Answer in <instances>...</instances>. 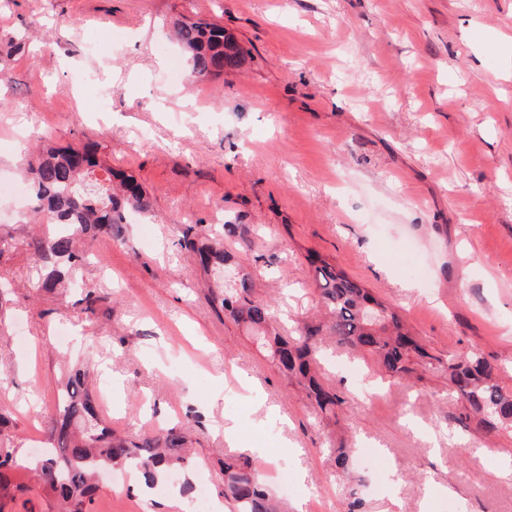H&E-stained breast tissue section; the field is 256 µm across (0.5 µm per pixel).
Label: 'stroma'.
Instances as JSON below:
<instances>
[{"label":"stroma","instance_id":"stroma-1","mask_svg":"<svg viewBox=\"0 0 512 512\" xmlns=\"http://www.w3.org/2000/svg\"><path fill=\"white\" fill-rule=\"evenodd\" d=\"M72 25L60 29V15ZM220 21L250 51L195 85L174 20ZM21 53L8 54L14 40ZM110 44L116 66L89 53ZM0 176L30 145L99 143L132 174L154 218L129 213L123 242L98 235L71 288H38L29 252L0 256V436L23 465L45 447L60 380L111 375L101 410L140 440L184 419L191 477L223 502V465L244 456L303 512H512V429L460 427L447 374L382 378L370 357L327 343L321 381L345 404L326 422L245 329L213 307V273L176 243L182 224H247L232 253L271 301L278 332L318 316L309 254L396 310L435 352L478 348L512 386V0H0ZM113 75L98 102L85 74ZM96 288L94 312L81 303ZM260 385L223 384L214 360ZM384 387L366 400L363 381ZM424 424L415 434L404 423ZM235 425L229 443L223 428ZM350 451L348 473L330 462ZM181 474L142 492L101 474L91 512H187Z\"/></svg>","mask_w":512,"mask_h":512}]
</instances>
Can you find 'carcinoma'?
<instances>
[{
	"label": "carcinoma",
	"mask_w": 512,
	"mask_h": 512,
	"mask_svg": "<svg viewBox=\"0 0 512 512\" xmlns=\"http://www.w3.org/2000/svg\"><path fill=\"white\" fill-rule=\"evenodd\" d=\"M174 38L187 55L189 77L195 83L220 76L226 69L237 70L242 64L243 49L217 23L178 24ZM19 163L30 175L32 220L45 229L44 234L26 241L27 250L50 268L44 288L63 282L82 264L78 240L103 232L119 241L128 211L151 215L135 177L103 164L89 143L50 148L35 164L25 156ZM221 228L220 233L211 228L198 233L194 226L183 225L177 242L197 253L204 267L224 274V287L212 295L215 308L268 349L278 370L302 384L321 413L334 417L345 403L335 389L321 383L315 371L321 337L330 336L339 347L371 356L389 378L409 377L419 366L447 373L463 409L457 422L464 428L473 421L489 431L512 426V390L498 383L494 367L482 353L476 349L465 356L430 352L396 311L321 257L313 258L314 284L327 319L303 323L295 337L276 333L271 304L255 296L251 274L241 270L224 250V239L245 238L248 225L223 224ZM190 459L186 432L179 425L140 442L116 434L100 415L86 374L77 371L62 389L45 453L32 471L54 494L59 512H89L101 467L133 466L152 487ZM19 467L17 450L0 445V512H5L6 501L15 500L9 491V474ZM224 499L231 512H283L246 459L224 462Z\"/></svg>",
	"instance_id": "obj_1"
}]
</instances>
